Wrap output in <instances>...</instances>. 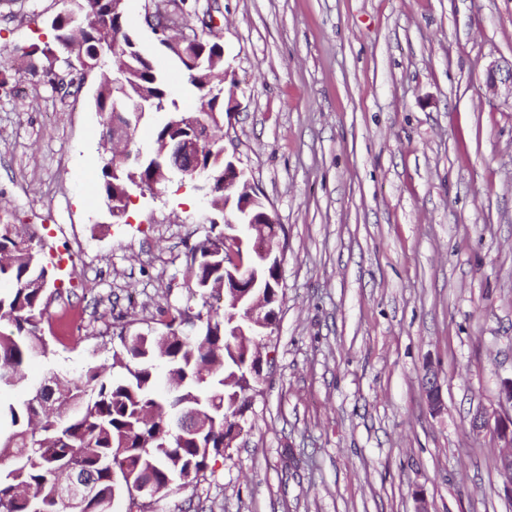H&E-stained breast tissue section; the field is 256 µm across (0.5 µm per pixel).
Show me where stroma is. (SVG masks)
Wrapping results in <instances>:
<instances>
[{
  "mask_svg": "<svg viewBox=\"0 0 512 512\" xmlns=\"http://www.w3.org/2000/svg\"><path fill=\"white\" fill-rule=\"evenodd\" d=\"M125 0L124 24L171 98L180 65ZM58 0H0V224H31L57 286L47 367L110 364L107 326L188 301L201 240L191 182L113 223L99 184L96 78L60 102L35 67ZM236 83L224 147L288 238L279 307L248 435L153 512H512L500 440L479 410L512 412V100L486 67L512 60V0H199ZM80 314L77 337L58 317ZM437 373L445 408L422 380ZM424 393L428 407L433 414L441 413L444 409L441 387L435 373L428 369L425 375Z\"/></svg>",
  "mask_w": 512,
  "mask_h": 512,
  "instance_id": "stroma-1",
  "label": "stroma"
}]
</instances>
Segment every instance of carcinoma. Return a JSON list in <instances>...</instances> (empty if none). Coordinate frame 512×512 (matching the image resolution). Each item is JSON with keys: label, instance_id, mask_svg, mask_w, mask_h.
I'll return each instance as SVG.
<instances>
[{"label": "carcinoma", "instance_id": "cac0c4a2", "mask_svg": "<svg viewBox=\"0 0 512 512\" xmlns=\"http://www.w3.org/2000/svg\"><path fill=\"white\" fill-rule=\"evenodd\" d=\"M219 47L198 37L192 50L207 49L202 66L188 71L189 84L202 92L200 108L188 112L170 97L165 78L146 64L147 56L131 47L128 35L119 44L86 46L97 65L99 77L93 104L97 111L120 110L128 122L137 124L142 115L129 111L121 99L143 101L152 112L165 113L154 147L148 157L161 160L176 175L188 161L161 155L163 141L183 132L171 121L196 118L205 107L213 108L208 96L212 87H224V64L208 62ZM52 92L64 100L81 92V84L67 78L47 81ZM104 202L122 199L129 182L126 170L112 176V144L103 139ZM224 143H215L202 153V162L215 172L224 168L220 159ZM43 239L29 224H0V512H69L56 498V488L72 466L83 468L97 485L95 495L77 512H112L116 497L124 495L136 510L152 512L153 502L139 490L161 484L174 476L188 483L205 472L212 458L224 451V437L232 431L228 418L250 407L254 377L249 363L254 345L249 336H231L224 315L213 309L215 287H224V253L205 237L189 248L184 272L186 288L196 307H160L153 324L178 329L174 336L116 333L120 348L113 351L109 368L88 365L80 381L72 382L54 368L21 399L6 401L3 393L25 380L23 369L34 358H47L49 345L43 326L51 300L41 288L48 265L40 259ZM166 365L177 375L176 394L156 392L157 369ZM55 390L56 403L49 406L44 390ZM197 409L209 420L208 429L197 433L161 425L163 411L177 413Z\"/></svg>", "mask_w": 512, "mask_h": 512}]
</instances>
